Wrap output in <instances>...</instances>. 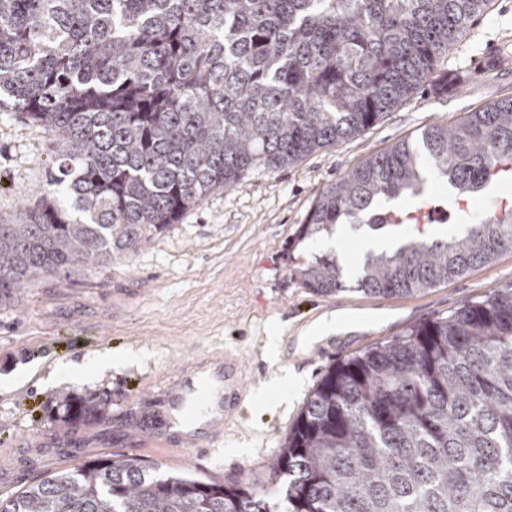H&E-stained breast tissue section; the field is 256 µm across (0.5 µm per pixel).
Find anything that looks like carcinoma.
<instances>
[{"instance_id":"cac0c4a2","label":"carcinoma","mask_w":512,"mask_h":512,"mask_svg":"<svg viewBox=\"0 0 512 512\" xmlns=\"http://www.w3.org/2000/svg\"><path fill=\"white\" fill-rule=\"evenodd\" d=\"M487 0H0V108L51 133L47 194L0 219V294L105 267L258 166L377 122L435 71ZM401 141L326 188L299 238L419 223L430 166L456 209L512 181V98ZM512 249V202L444 240L366 255L356 280L412 295ZM333 295L336 255L290 269ZM63 424L105 412L60 398ZM102 456L0 497V512H512V287L330 366L276 449L271 497L238 478Z\"/></svg>"}]
</instances>
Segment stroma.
I'll return each instance as SVG.
<instances>
[{
	"mask_svg": "<svg viewBox=\"0 0 512 512\" xmlns=\"http://www.w3.org/2000/svg\"><path fill=\"white\" fill-rule=\"evenodd\" d=\"M436 73L369 129L294 165L250 170L239 185L185 210L178 223L144 230L137 248L116 254L109 266L1 296L0 494L30 486L46 470L124 454L137 426L162 424L157 409L133 405V397L159 391L171 371L211 350L244 361L250 393L243 413L226 428L222 448L176 454L161 467L208 480L242 478L273 492L274 451L329 366L512 286V250L403 297L366 294L353 277L345 290L323 296L290 276L295 262L329 251L353 274L368 252L417 236L412 224L386 233L342 224L336 251L330 238L298 234L318 195L370 155L419 141L429 124L512 97V0H487ZM50 142L22 113L0 109V217L18 216L45 195L56 167ZM451 193L429 174L425 194L446 209L431 220L434 235L484 220L512 196V185L481 193L475 212L449 210ZM332 316L344 319L340 332L299 345L305 327ZM274 343L281 349L276 360L267 355ZM103 353L111 368L93 370ZM71 363L88 366L87 378L61 380ZM291 372L302 377L294 388L281 382ZM65 394L108 398L103 419L73 431L62 426Z\"/></svg>",
	"mask_w": 512,
	"mask_h": 512,
	"instance_id": "obj_1",
	"label": "stroma"
}]
</instances>
